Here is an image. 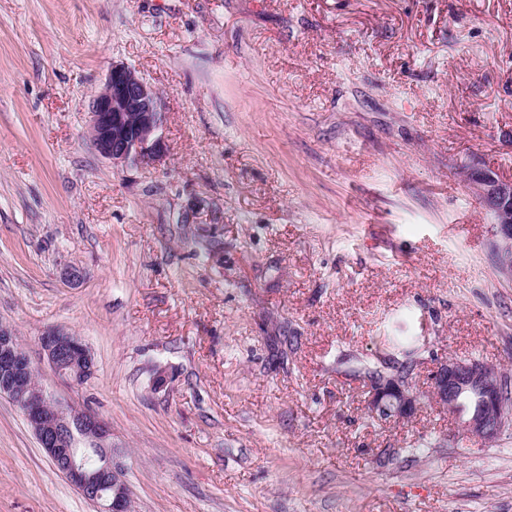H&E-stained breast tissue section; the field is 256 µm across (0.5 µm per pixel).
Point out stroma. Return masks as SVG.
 <instances>
[{
    "label": "stroma",
    "instance_id": "1",
    "mask_svg": "<svg viewBox=\"0 0 512 512\" xmlns=\"http://www.w3.org/2000/svg\"><path fill=\"white\" fill-rule=\"evenodd\" d=\"M115 63L162 95V162L85 135ZM473 164L512 180V0H0V323L109 422L132 512H512V424L429 397L449 358L512 383ZM386 336L419 339L406 418L344 374ZM0 512H98L4 397ZM47 362L58 377L79 385L94 372V359L87 346L72 334L51 329L39 339Z\"/></svg>",
    "mask_w": 512,
    "mask_h": 512
}]
</instances>
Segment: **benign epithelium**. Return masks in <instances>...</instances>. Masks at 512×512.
Masks as SVG:
<instances>
[{
  "label": "benign epithelium",
  "instance_id": "1",
  "mask_svg": "<svg viewBox=\"0 0 512 512\" xmlns=\"http://www.w3.org/2000/svg\"><path fill=\"white\" fill-rule=\"evenodd\" d=\"M165 123L166 112L156 89L132 68L116 63L93 96L87 134L100 156L115 167L153 164L166 154ZM469 173L470 188L491 219L495 256L503 269L512 268V182L475 165ZM39 343L55 375L79 385L93 374L94 359L78 337L51 329L40 336ZM405 383L396 374L377 376L371 383L372 409L409 416L414 398ZM431 385V398L450 412L459 410L465 395L477 399V410L460 423L467 436L489 440L502 429L503 394L493 368L450 358L433 371ZM0 396L21 409L54 466L80 492L92 497L99 512H132L122 470L112 461L107 423L49 396L27 353L18 346L14 330L3 324Z\"/></svg>",
  "mask_w": 512,
  "mask_h": 512
}]
</instances>
